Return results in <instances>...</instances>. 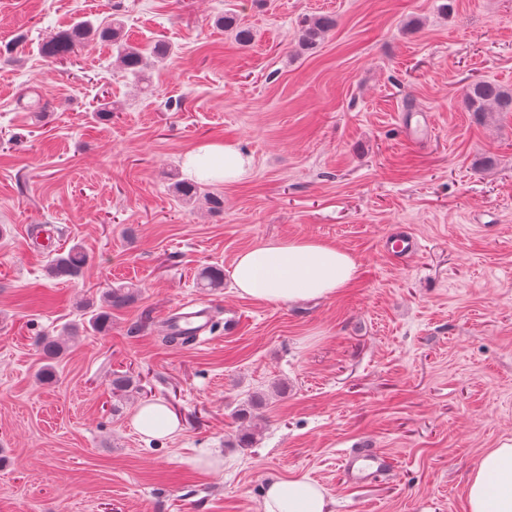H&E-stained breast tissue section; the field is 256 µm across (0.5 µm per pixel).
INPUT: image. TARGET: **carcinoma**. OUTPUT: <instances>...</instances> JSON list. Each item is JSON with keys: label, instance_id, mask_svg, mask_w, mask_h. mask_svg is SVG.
<instances>
[{"label": "carcinoma", "instance_id": "cac0c4a2", "mask_svg": "<svg viewBox=\"0 0 512 512\" xmlns=\"http://www.w3.org/2000/svg\"><path fill=\"white\" fill-rule=\"evenodd\" d=\"M216 25L231 32L234 40L241 46L248 45L253 39L252 31L239 24L230 16H221ZM336 25V19L330 15L314 16L305 21L298 34V43L305 47H313L319 43ZM97 37L112 44L116 49V64L125 72L138 75L146 67V57L143 51L128 43L124 37L121 23L114 20L106 27H96L89 20L78 22L70 28L60 31L42 47L43 54L52 60L67 59L76 54L80 45L90 37ZM467 111L480 117L486 112H512V88L482 80L468 85L465 89ZM87 262L85 251L78 245L69 249L67 254L53 258L48 265V274L52 278L66 277L77 279ZM134 292L130 289L115 288L103 295L100 306L89 307L88 324L94 329L107 325L112 316V309L123 308L133 302ZM78 327L67 326L58 336H42L38 346L46 363L38 372L39 380L50 382L55 377L54 363L67 351V341L77 335Z\"/></svg>", "mask_w": 512, "mask_h": 512}]
</instances>
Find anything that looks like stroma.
Listing matches in <instances>:
<instances>
[{"instance_id":"stroma-1","label":"stroma","mask_w":512,"mask_h":512,"mask_svg":"<svg viewBox=\"0 0 512 512\" xmlns=\"http://www.w3.org/2000/svg\"><path fill=\"white\" fill-rule=\"evenodd\" d=\"M318 14L336 25L302 49ZM221 15L253 42L218 30ZM116 18L129 43L171 55L137 79L93 38L70 61L40 51L77 21ZM8 43L0 512H260L269 480L300 476L334 512H466L470 475L512 438V114L477 118L463 94L512 87V0H0ZM203 142L252 155L251 176L178 195ZM398 227L421 241L402 261L382 248ZM290 238L350 253L353 286L298 305L241 296L237 254ZM77 243L83 276L49 278ZM206 266L223 288L198 284ZM119 286L134 302L38 381V337L85 323L84 303ZM184 300L212 305L208 344L166 342ZM119 375L134 397L113 392ZM148 399L179 415L177 435L133 429ZM365 443L395 469L353 485L343 456Z\"/></svg>"}]
</instances>
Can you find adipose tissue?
Instances as JSON below:
<instances>
[{
    "instance_id": "ef3b65f1",
    "label": "adipose tissue",
    "mask_w": 512,
    "mask_h": 512,
    "mask_svg": "<svg viewBox=\"0 0 512 512\" xmlns=\"http://www.w3.org/2000/svg\"><path fill=\"white\" fill-rule=\"evenodd\" d=\"M183 172L193 181L236 184L252 172V159L231 143H204L187 151ZM358 275L355 260L331 243L292 238L240 253L233 282L247 297L296 303L327 298L350 287ZM135 430L148 437L171 436L180 420L161 400L140 405L133 415ZM467 512H512V440L483 456L466 485ZM264 512H332L325 489L304 477L268 483Z\"/></svg>"
}]
</instances>
